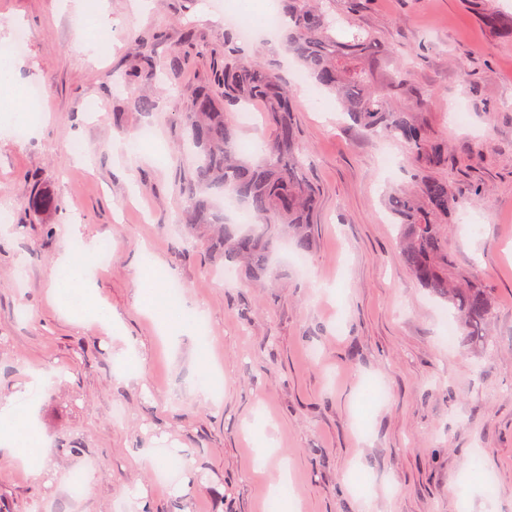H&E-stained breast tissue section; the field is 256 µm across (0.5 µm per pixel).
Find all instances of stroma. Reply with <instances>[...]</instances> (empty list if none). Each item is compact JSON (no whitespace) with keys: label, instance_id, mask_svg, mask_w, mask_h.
I'll return each instance as SVG.
<instances>
[{"label":"stroma","instance_id":"1","mask_svg":"<svg viewBox=\"0 0 512 512\" xmlns=\"http://www.w3.org/2000/svg\"><path fill=\"white\" fill-rule=\"evenodd\" d=\"M84 2L114 23L106 53L78 51L73 0H0V41L17 23L32 36L14 82L44 85L48 116L22 139L0 130V396L18 398L44 459L35 474L0 450V512H134L141 501L148 512L178 501L284 512L269 506L283 460L301 512H512V0H336L379 44L364 61L373 85L447 143L437 167L353 124L277 32L246 37L293 92L319 190L312 251L283 246L261 277L225 268L182 222L189 94L241 28L225 9L261 0ZM154 30L157 58L184 55V68L123 83L135 37ZM134 96L156 109H130ZM90 100L101 113L85 112ZM76 139L83 155L69 151ZM427 178L463 202L448 253L458 278H481L494 298L492 351L445 343L447 304L399 258L387 193ZM42 191L60 210L30 208ZM105 242L96 281L112 322L75 323L50 294L54 268ZM156 281L179 288L181 334H162L139 300ZM269 438L277 450L258 478L251 464ZM69 441L81 456L62 451ZM144 448L181 455L179 476L159 480L137 461Z\"/></svg>","mask_w":512,"mask_h":512}]
</instances>
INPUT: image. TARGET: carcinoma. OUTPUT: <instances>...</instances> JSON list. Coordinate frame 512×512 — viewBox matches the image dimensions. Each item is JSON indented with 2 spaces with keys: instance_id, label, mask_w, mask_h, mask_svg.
Wrapping results in <instances>:
<instances>
[{
  "instance_id": "obj_1",
  "label": "carcinoma",
  "mask_w": 512,
  "mask_h": 512,
  "mask_svg": "<svg viewBox=\"0 0 512 512\" xmlns=\"http://www.w3.org/2000/svg\"><path fill=\"white\" fill-rule=\"evenodd\" d=\"M288 26L282 30L285 50L292 54L315 83L333 94L344 111L366 131L403 142L412 151L438 165L448 156V145L429 141L413 113L394 111L359 66L358 57L371 53L373 40L355 32L352 39L336 36V0H282ZM138 40L139 50L129 69V80L154 75V42ZM260 102L272 126L263 155L249 162L241 154L233 116ZM195 158L184 184L183 221L224 261L260 273L269 271L280 248L279 232L288 234L297 249L314 245L312 216L317 208L315 187L303 175L292 90L266 63L246 56L231 35L224 40V65L214 85L192 91L183 115ZM230 195L251 223L232 227L217 209V199ZM389 210L400 218L399 256L421 287L448 302L457 318L462 340L490 348L484 335L493 300L477 277L459 281L452 273L444 226L460 208L448 183L426 180L420 192L398 191L389 196Z\"/></svg>"
}]
</instances>
